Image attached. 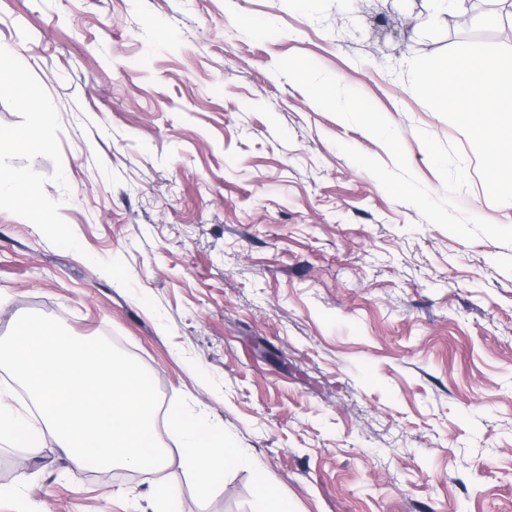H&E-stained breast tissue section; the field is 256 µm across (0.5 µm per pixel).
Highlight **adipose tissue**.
Returning <instances> with one entry per match:
<instances>
[{"label":"adipose tissue","instance_id":"1","mask_svg":"<svg viewBox=\"0 0 512 512\" xmlns=\"http://www.w3.org/2000/svg\"><path fill=\"white\" fill-rule=\"evenodd\" d=\"M166 424L169 433L179 439L183 448V464L193 475L200 491H207L227 468H250L255 464L252 455L226 438L223 430L190 414H173Z\"/></svg>","mask_w":512,"mask_h":512}]
</instances>
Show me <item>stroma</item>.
Returning <instances> with one entry per match:
<instances>
[{"label":"stroma","mask_w":512,"mask_h":512,"mask_svg":"<svg viewBox=\"0 0 512 512\" xmlns=\"http://www.w3.org/2000/svg\"><path fill=\"white\" fill-rule=\"evenodd\" d=\"M469 2L0 0V44L57 107L67 184L45 190L84 248L0 211V336L26 312L108 336L160 416L218 422L257 461L200 494L162 429L163 468L73 478L47 432L34 456L0 444V512H152L158 483L176 512H256L263 478L287 512H512V245L391 199L337 145L386 148L274 71L302 54L364 94L434 195L417 132L457 144L459 207L512 225L406 80L419 54L512 46ZM115 258L133 290L96 266ZM150 497L153 512H175L174 506L177 498L175 488L170 485L156 484L151 486Z\"/></svg>","instance_id":"1"}]
</instances>
